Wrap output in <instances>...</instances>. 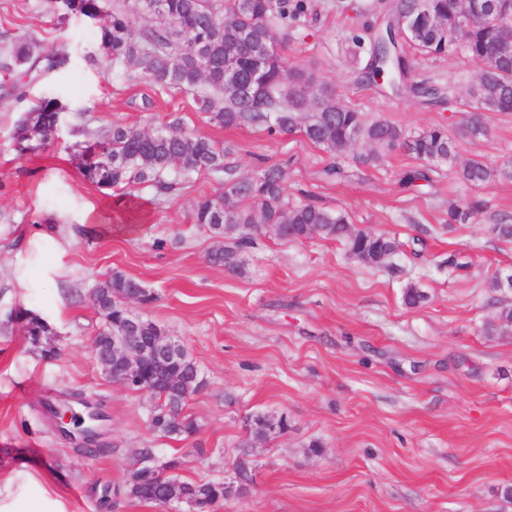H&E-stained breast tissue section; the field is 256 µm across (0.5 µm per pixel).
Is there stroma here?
Segmentation results:
<instances>
[{
  "instance_id": "1",
  "label": "stroma",
  "mask_w": 512,
  "mask_h": 512,
  "mask_svg": "<svg viewBox=\"0 0 512 512\" xmlns=\"http://www.w3.org/2000/svg\"><path fill=\"white\" fill-rule=\"evenodd\" d=\"M313 2L284 50L290 65L312 70L366 120L408 136L443 125L456 141V157L427 163L417 190L400 187L417 165L402 149L361 165L354 158L369 148L352 147L337 160L345 179L324 178L335 160L300 130L219 127L195 92L128 81L99 57L101 19L0 0V53L30 35L69 57L28 86L66 111L53 145L25 153L15 140L26 109L13 95L20 73L0 69V512H171L128 493L133 472L171 459L180 479L234 485L211 512H512L503 494L512 488V328L484 332L512 304L511 288L491 285L512 274V245L493 229L495 218L512 220V180L474 187L458 177L470 159L512 161V112L488 113L486 137L463 135L481 64L459 51L412 60L410 81L447 91L442 108L359 84L369 56L350 31L378 24L381 0L365 16L356 13L365 0ZM174 121L223 145L238 178L278 169L288 203L342 209L354 229L394 236L400 249L370 267L343 242L267 230L229 271L209 260L224 239L193 217L198 200L223 191V175L196 174L170 192L84 179L74 146L92 132ZM472 197L485 213L448 223L449 209ZM452 256L464 270L449 272ZM116 272L154 293L131 311L178 340L204 380L183 410L193 434L153 430L158 398L113 382L94 356L103 322L93 292ZM410 287L423 295L414 306ZM19 310L43 318L47 336H26ZM73 391L108 414L106 454L78 452L45 415V402ZM259 415L288 428L255 439Z\"/></svg>"
}]
</instances>
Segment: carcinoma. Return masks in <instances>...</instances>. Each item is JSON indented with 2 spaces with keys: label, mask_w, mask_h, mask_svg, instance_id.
Wrapping results in <instances>:
<instances>
[{
  "label": "carcinoma",
  "mask_w": 512,
  "mask_h": 512,
  "mask_svg": "<svg viewBox=\"0 0 512 512\" xmlns=\"http://www.w3.org/2000/svg\"><path fill=\"white\" fill-rule=\"evenodd\" d=\"M151 0H70V11L86 17L106 16L100 42L109 47L103 54L115 65L133 68L154 85L169 90H199L198 109L220 127L252 125L273 136L297 127L299 114L309 113L302 133L308 141L336 156L364 142L375 147L399 146L424 162L449 160L456 155V144L444 127L434 126L413 137L387 121L365 120L363 113L335 99H323L314 88V73L288 64L272 41H288V31L309 14V0H165L170 21L152 24L148 12ZM495 19L471 26L465 39L458 37L460 0H388L385 27L369 26L371 62L362 72L361 82L382 85L395 94L410 93L429 105L445 104L440 89L425 82L407 84L405 47L422 54L441 56L459 49L478 60L483 68L476 81L477 103L469 115L471 137L487 135L485 113L512 112V52L498 47L512 33V4ZM209 51V66L202 69L196 49ZM264 59L263 81L266 90L258 97L249 89V77L257 55ZM68 57L59 48L45 51L33 38L17 40L0 67L23 69L30 80L64 67ZM64 105L54 97L35 101L17 125L15 139L20 151L50 144L56 130V117ZM82 174L100 188L150 184L162 192L177 182L167 179L174 173L182 177L201 173L226 176L224 191L197 202L195 223L215 237L231 236L252 225L275 224L282 228L280 238L300 240L316 234L344 242L349 252L362 262L375 265L374 257L390 256L399 243L384 234L354 230L347 214L327 209L316 202L290 205L284 201L280 172L268 169L257 180L237 179L226 151L212 139L189 133L173 122L146 131L136 126L114 124L82 146ZM459 178L473 186L488 185L512 178V165L489 166L470 159L458 171ZM247 201L249 206L239 203ZM485 203L472 199L448 210V223L465 224L483 211ZM252 243L244 233L234 246L210 254L212 263L230 270L241 268L239 253ZM98 310L105 332L123 334L127 315L125 300L133 295L147 305L154 295L137 280L115 273L97 286ZM28 336H41L48 326L29 313L21 316ZM512 326V308L504 307L499 322L488 323L484 332L496 335L500 328ZM197 366L183 357L174 367L181 384L170 385L159 394L162 403L154 411L152 427L164 434H192L196 427L182 415L190 383ZM133 476L139 487L132 496L160 503L152 479L139 469ZM177 495L210 505L227 494L224 483L187 482L169 478Z\"/></svg>",
  "instance_id": "carcinoma-1"
}]
</instances>
